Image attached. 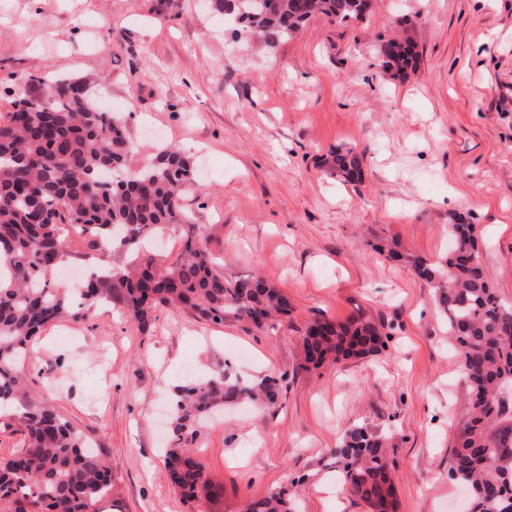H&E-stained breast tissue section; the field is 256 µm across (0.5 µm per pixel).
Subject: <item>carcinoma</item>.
Here are the masks:
<instances>
[{"label": "carcinoma", "mask_w": 512, "mask_h": 512, "mask_svg": "<svg viewBox=\"0 0 512 512\" xmlns=\"http://www.w3.org/2000/svg\"><path fill=\"white\" fill-rule=\"evenodd\" d=\"M316 14L361 20L364 0H262L240 18L235 33L257 38L273 52ZM379 53L398 72L416 60L408 39L389 40ZM35 81L42 93L18 96L0 120V410L17 407L13 420L24 434L23 446L0 458V512H95L111 486L109 467L71 423L31 399L19 369L44 327L65 315L81 319L72 289L53 279L69 258L70 232L84 235L94 251L118 245L136 253L128 270L90 271L79 295L90 305L121 307L142 332L161 306L190 310L214 324L230 319L258 329L275 327L293 306L287 293L261 277H226L201 239L186 238L170 264L143 252L142 244L158 229L189 222L184 201L196 184L192 161L167 147L132 165L134 149L122 116H108L66 80ZM328 163L346 180L361 173L351 150H336ZM449 232L454 247L440 262L402 253L394 240L373 250L410 264L434 289L448 322L469 393L448 475L470 489L468 512H512V400L504 398L512 389V306L498 296L471 225L455 217ZM385 329L362 314L338 323L319 319L302 339L305 362L318 368L365 358L385 346ZM245 395L273 404L279 387L267 378L250 393L224 383L219 366L207 380L178 389L166 455L170 482L182 497L219 490L189 445L203 415ZM388 445L387 435L357 427L332 451L343 486L370 512H397ZM243 512L294 510L288 492L272 489Z\"/></svg>", "instance_id": "1"}]
</instances>
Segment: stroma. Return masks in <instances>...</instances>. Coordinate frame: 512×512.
<instances>
[{
  "label": "stroma",
  "instance_id": "35a3bbf8",
  "mask_svg": "<svg viewBox=\"0 0 512 512\" xmlns=\"http://www.w3.org/2000/svg\"><path fill=\"white\" fill-rule=\"evenodd\" d=\"M402 32L418 61L399 75L378 47ZM48 73L118 105L134 164L162 145L193 160L190 222L158 244L167 261L195 232L226 276H262L293 305L275 330L166 308L144 333L102 303L42 333L32 391L113 476L96 512H243L291 486L295 512H369L331 454L357 427L392 436L398 512H457L448 467L468 385L432 289L373 246L435 260L451 215L470 216L512 305V0H373L359 21L311 18L271 54L205 0H0V117ZM337 148L360 154L358 180L332 175ZM355 314L392 324L385 347L308 367L306 326ZM219 366L228 383L275 377L281 392L201 420L193 448L223 492L188 501L164 458L175 394Z\"/></svg>",
  "mask_w": 512,
  "mask_h": 512
}]
</instances>
